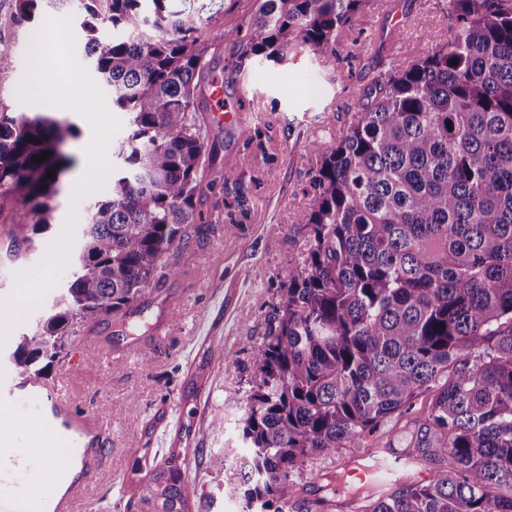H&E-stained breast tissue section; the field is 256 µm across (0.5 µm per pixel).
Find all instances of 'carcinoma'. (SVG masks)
<instances>
[{
  "label": "carcinoma",
  "mask_w": 512,
  "mask_h": 512,
  "mask_svg": "<svg viewBox=\"0 0 512 512\" xmlns=\"http://www.w3.org/2000/svg\"><path fill=\"white\" fill-rule=\"evenodd\" d=\"M19 21L67 4L84 49L131 116L112 198L88 207L74 271L12 353L19 372L52 357L74 320L123 311L179 273L165 262L202 221L204 143L190 119L215 0H14ZM369 0H262L245 54L281 62L293 42L335 51ZM461 25L415 61L398 60L319 158L295 223L308 247L252 348L239 462L248 512H288L291 472L378 429L422 393L428 413L401 457L430 465L371 487L354 512H512V0H448ZM125 37L103 43L102 27ZM76 128L0 111V212L29 205L11 231L53 224ZM52 153L38 162L42 152ZM54 170L53 178L46 175ZM173 449L132 470L126 512H189L196 486Z\"/></svg>",
  "instance_id": "carcinoma-1"
}]
</instances>
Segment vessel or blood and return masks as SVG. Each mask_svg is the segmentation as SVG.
Segmentation results:
<instances>
[{"label": "vessel or blood", "mask_w": 512, "mask_h": 512, "mask_svg": "<svg viewBox=\"0 0 512 512\" xmlns=\"http://www.w3.org/2000/svg\"><path fill=\"white\" fill-rule=\"evenodd\" d=\"M215 123L240 121L224 108L222 84L210 91ZM31 402L43 416L39 434H23L8 417ZM0 512H74L75 502L102 466L112 434L97 413L77 410L63 382H44L7 372L0 377ZM62 455H48L51 447Z\"/></svg>", "instance_id": "b4317fda"}]
</instances>
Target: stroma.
<instances>
[{
  "label": "stroma",
  "instance_id": "35a3bbf8",
  "mask_svg": "<svg viewBox=\"0 0 512 512\" xmlns=\"http://www.w3.org/2000/svg\"><path fill=\"white\" fill-rule=\"evenodd\" d=\"M258 8L257 0H223L224 11L239 26L212 21L223 31L212 41L199 73L194 121L205 145L202 223L188 228V237L167 255L180 276L147 285L133 309L141 325L129 334V317L110 315L98 322H78L64 338L60 355L44 371L46 380L66 379L75 404L98 412L112 425V446L100 473L79 497L76 512H125L131 493V470L143 455L166 457L172 429L189 428L185 443L187 477L197 496L191 512H245L237 460L245 454L241 418L245 392L256 379L251 348L261 341L278 301L306 248L308 231L295 216L308 203L317 159L310 142L331 149L358 111L361 93L384 79L393 61H414L447 42L457 27L448 0H369L351 21V30L335 53L318 54L294 44L284 61L259 57L245 68L237 61L245 49L242 31ZM31 26L18 25L12 0H0V35L13 45L0 57V110L11 115L48 116L73 123L78 131L65 151L73 165L56 198L55 222L31 232L20 259H13L8 234L26 211L15 202L0 212V299L13 291L20 271L31 270L61 236L71 211V186L86 163L85 147L93 132L76 110L27 103L18 96L24 78ZM224 85L235 100L248 88L255 108L267 113L261 134L250 137L235 126L213 124L209 89ZM176 312L171 336L153 346L155 326ZM108 336L129 343L131 351L109 362H86L87 336ZM428 409L427 395L415 398L404 415L388 419L359 443L336 456L305 461L297 468L302 499L326 496L330 512H351L347 494L335 488L319 492L310 470L342 478L348 491L360 487L361 469L371 449L403 450L415 433L413 422ZM223 428L209 429L212 415Z\"/></svg>",
  "mask_w": 512,
  "mask_h": 512
}]
</instances>
